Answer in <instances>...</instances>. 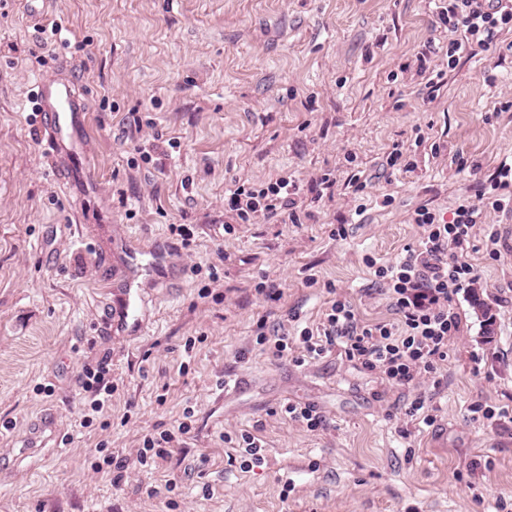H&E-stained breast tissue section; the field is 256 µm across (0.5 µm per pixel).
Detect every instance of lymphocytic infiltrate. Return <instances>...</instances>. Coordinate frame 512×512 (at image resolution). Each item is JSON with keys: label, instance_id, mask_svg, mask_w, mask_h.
Masks as SVG:
<instances>
[{"label": "lymphocytic infiltrate", "instance_id": "lymphocytic-infiltrate-1", "mask_svg": "<svg viewBox=\"0 0 512 512\" xmlns=\"http://www.w3.org/2000/svg\"><path fill=\"white\" fill-rule=\"evenodd\" d=\"M439 20L448 31V58L454 62L467 45L490 46L512 25V0H448ZM224 202L237 223L255 224L280 213L295 215L299 188L285 176L259 190L238 184L225 194ZM491 212L512 213L511 166L501 167L473 202L459 205L452 221H439L428 209L418 208L413 222L420 230V244L406 248L396 263L368 260L375 277L387 287L395 321L363 322L350 302L337 296L330 300L321 327H303L294 340L267 335L265 320H258L257 344L278 359L295 346L311 359L341 350L348 361L379 374L388 388L415 389L405 414L432 425L428 399L417 389L440 385L437 366L448 358L449 340L462 332L451 302L479 282L473 267L459 261L457 252L480 232L490 244L498 243L495 225L486 221Z\"/></svg>", "mask_w": 512, "mask_h": 512}]
</instances>
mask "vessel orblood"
<instances>
[{"mask_svg":"<svg viewBox=\"0 0 512 512\" xmlns=\"http://www.w3.org/2000/svg\"><path fill=\"white\" fill-rule=\"evenodd\" d=\"M38 95L46 114L47 134L52 150L76 160V167L69 170L70 180L80 183L85 193H94L95 175L84 144L88 113L76 81L46 78L38 85ZM164 260V255L152 248L145 252L128 250L125 289L112 309L114 330L129 336L144 334V320L137 307L140 294L137 283L141 277L160 272Z\"/></svg>","mask_w":512,"mask_h":512,"instance_id":"obj_1","label":"vessel or blood"}]
</instances>
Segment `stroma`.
Returning <instances> with one entry per match:
<instances>
[{"label": "stroma", "instance_id": "35a3bbf8", "mask_svg": "<svg viewBox=\"0 0 512 512\" xmlns=\"http://www.w3.org/2000/svg\"><path fill=\"white\" fill-rule=\"evenodd\" d=\"M29 7L0 0V512H512V215L487 218L496 250L479 237L458 254L493 334L458 294L464 332L438 366L433 426L339 352L300 367L253 336L263 315L272 331L319 326L331 284L362 319L392 318L366 257L394 263L419 243L416 208L451 220L512 162V28L452 66L434 0H39L70 41L51 52ZM422 62L444 71L438 90ZM68 73L87 98L90 197L70 190L33 110L38 80ZM325 173L335 192L319 198ZM283 175L299 223L225 232V188ZM174 224L194 226L191 249ZM119 235L171 250L165 282L141 286V336L110 325ZM263 275L280 304L258 299ZM103 362L111 401L85 425L83 371ZM288 401L322 426L284 420ZM163 430L175 453L145 470L137 450ZM244 431L263 463L241 467L225 443ZM108 455L125 462L120 484Z\"/></svg>", "mask_w": 512, "mask_h": 512}]
</instances>
